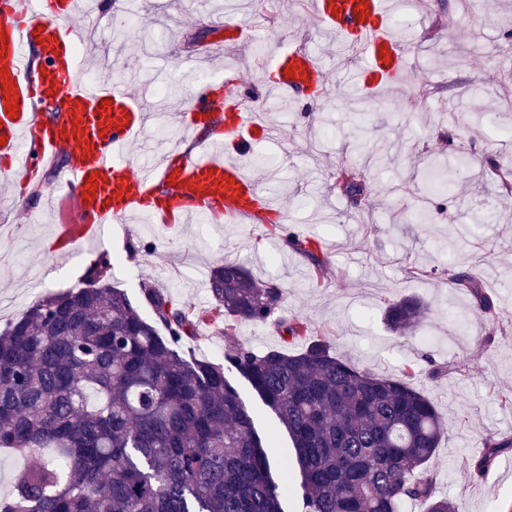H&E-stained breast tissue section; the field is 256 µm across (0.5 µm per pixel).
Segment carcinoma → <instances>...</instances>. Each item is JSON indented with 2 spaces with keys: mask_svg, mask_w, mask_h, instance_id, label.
<instances>
[{
  "mask_svg": "<svg viewBox=\"0 0 512 512\" xmlns=\"http://www.w3.org/2000/svg\"><path fill=\"white\" fill-rule=\"evenodd\" d=\"M336 186L363 192L342 167ZM295 235L282 246L307 257L317 276L328 258ZM103 252L81 288L36 301L0 332V448L31 460L17 469L0 512H281L288 483H277L253 418L224 366L192 361L182 338L204 324L143 283L154 320L112 286ZM209 292L224 334L233 322L274 320L291 340L309 336L297 316H276L283 289L241 263L210 270ZM476 316L493 320V299L467 274ZM430 314L416 296L388 304L387 327L402 336ZM225 361L244 377L293 441L302 512H401L427 501V512H458L434 496L430 463L443 428L433 401L400 377L362 370L322 340L289 354L235 344ZM512 447L490 441L475 462L483 474ZM52 456L45 459L44 449Z\"/></svg>",
  "mask_w": 512,
  "mask_h": 512,
  "instance_id": "cac0c4a2",
  "label": "carcinoma"
}]
</instances>
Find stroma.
Masks as SVG:
<instances>
[{
    "label": "stroma",
    "mask_w": 512,
    "mask_h": 512,
    "mask_svg": "<svg viewBox=\"0 0 512 512\" xmlns=\"http://www.w3.org/2000/svg\"><path fill=\"white\" fill-rule=\"evenodd\" d=\"M387 34L404 48V74H379L367 53L351 54L308 10L307 0H134L135 26L118 34L110 6L93 34L76 21L82 74L112 63L158 115L127 149L148 162L178 123L185 96L215 88L224 109L195 125L179 143L185 155L201 152L223 133L225 114L260 113L243 156L248 173L269 194L277 225L232 222H142L131 215L111 234L86 238L75 198L59 193L70 162L61 151L29 181L0 174V329L36 300L82 286L91 260L113 257L111 283L123 289L144 318L153 313L141 285L151 282L174 303L197 314L212 306L210 268L222 260L244 263L284 291L282 312L310 323L314 337L358 368L387 376L414 365L413 385L434 401L443 434L432 466L436 495L461 512H512V448L484 474L474 471L486 442L512 438V196L500 197L498 178L484 157H512V0H382ZM467 50L469 65L457 63ZM320 59L319 82L288 93L278 86L295 54ZM172 87L160 98L157 86ZM470 111L466 137L454 124ZM344 163L365 177L366 206L356 210L332 174ZM314 240L330 260L317 278L302 255L280 250L282 237ZM477 279L494 300L498 318L474 315L470 295L452 275ZM419 296L428 320L407 336L385 327L388 301ZM261 351L295 354L270 323L223 322L183 339L186 358L223 362L230 342ZM251 413L272 463L274 479L293 442L251 384L228 372Z\"/></svg>",
    "instance_id": "obj_1"
}]
</instances>
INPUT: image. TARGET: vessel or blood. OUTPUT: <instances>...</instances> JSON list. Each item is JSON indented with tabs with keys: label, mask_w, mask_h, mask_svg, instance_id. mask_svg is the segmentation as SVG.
<instances>
[{
	"label": "vessel or blood",
	"mask_w": 512,
	"mask_h": 512,
	"mask_svg": "<svg viewBox=\"0 0 512 512\" xmlns=\"http://www.w3.org/2000/svg\"><path fill=\"white\" fill-rule=\"evenodd\" d=\"M313 14L339 34L355 31L356 46L372 57L399 64L403 49L387 38L377 19L379 0H311ZM88 9L82 0H0V35L6 37L0 54V171L33 178L47 159L60 150L74 154L66 183L84 187L95 180L97 189L82 200L80 224L108 233L112 223L129 214L153 217L163 210L206 217L221 210L235 219L264 206L265 197L240 159H221L208 153L187 157L170 150L161 165H131L125 148L147 123L142 106L126 84H90L79 75L71 23ZM46 78L32 82V64ZM14 95H6L5 86ZM62 102L50 120L38 119L36 103ZM17 106L18 116L7 112ZM260 115L233 113L225 136L243 140L259 129ZM172 191L156 195L157 184Z\"/></svg>",
	"instance_id": "b4317fda"
}]
</instances>
